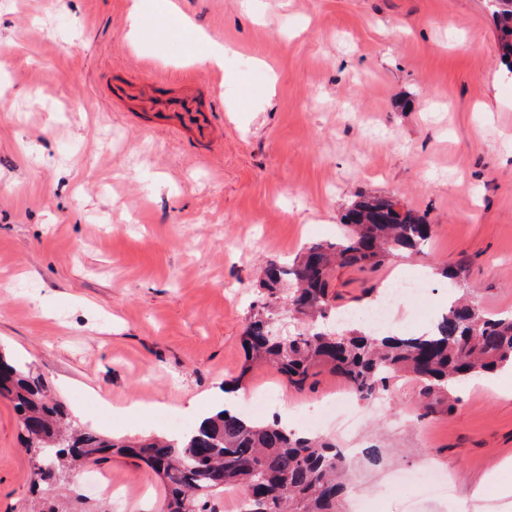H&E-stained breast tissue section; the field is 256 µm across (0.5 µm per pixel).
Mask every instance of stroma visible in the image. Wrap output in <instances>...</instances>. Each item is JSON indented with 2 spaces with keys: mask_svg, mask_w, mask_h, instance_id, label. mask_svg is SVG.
Returning <instances> with one entry per match:
<instances>
[{
  "mask_svg": "<svg viewBox=\"0 0 512 512\" xmlns=\"http://www.w3.org/2000/svg\"><path fill=\"white\" fill-rule=\"evenodd\" d=\"M0 0V349L51 383L99 433L166 435L196 396L241 381L271 390L269 415L302 426L344 388L303 389L273 368L243 372L241 336L269 260L334 240L360 196L425 212L431 239L376 272H336L352 310L365 288L420 279L396 327L426 329L450 297L512 313V75L486 0ZM230 48L224 68L189 61L194 31ZM192 96L212 133L182 129ZM465 262L460 282L429 277ZM419 385L355 400L351 512H512V378L468 382L422 418ZM30 462L0 400V512H25ZM112 512H153L165 491L115 459ZM457 474L454 503L426 494Z\"/></svg>",
  "mask_w": 512,
  "mask_h": 512,
  "instance_id": "35a3bbf8",
  "label": "stroma"
}]
</instances>
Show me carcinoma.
<instances>
[{"mask_svg": "<svg viewBox=\"0 0 512 512\" xmlns=\"http://www.w3.org/2000/svg\"><path fill=\"white\" fill-rule=\"evenodd\" d=\"M487 6L512 74V0H487ZM432 232L419 211L369 194L342 215L336 242L310 245L291 264L269 261L259 272V299L243 330L246 363L237 382L255 364L274 367L298 389L328 370L368 398L408 375L420 385V408L427 415L470 377L512 365V314H490L461 298L421 334L328 333L314 324L345 310L337 304L336 270L373 272L389 256L420 248ZM288 283L292 288L282 304H273ZM283 314L309 321L308 327L279 331ZM0 399L12 405L32 462L31 512H98L78 479L89 465L114 456L144 463L160 480L165 495L156 512H223L224 491L231 489L240 492L238 512H339L348 489L350 465L341 449L292 432L276 417L257 421L224 408L178 439L114 440L76 424L44 376L1 352ZM360 452L374 467L385 459L376 444Z\"/></svg>", "mask_w": 512, "mask_h": 512, "instance_id": "1", "label": "carcinoma"}]
</instances>
